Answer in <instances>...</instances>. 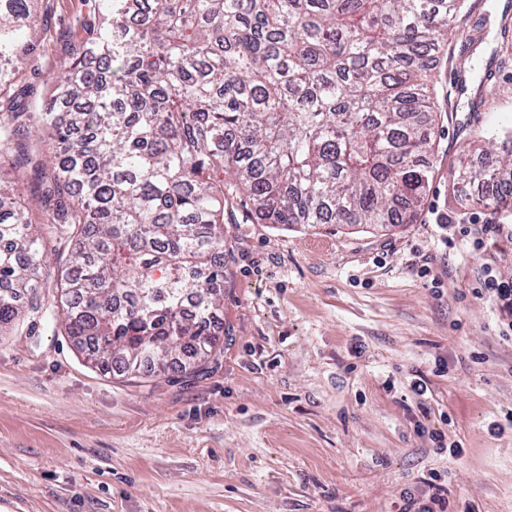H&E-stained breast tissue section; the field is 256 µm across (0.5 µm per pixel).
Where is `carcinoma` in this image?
<instances>
[{"label": "carcinoma", "mask_w": 512, "mask_h": 512, "mask_svg": "<svg viewBox=\"0 0 512 512\" xmlns=\"http://www.w3.org/2000/svg\"><path fill=\"white\" fill-rule=\"evenodd\" d=\"M45 0H0V329L38 309L45 247L11 179L72 246L57 308L122 375L224 351V207L262 224H415L433 174L431 60L470 0H94L96 33L16 100ZM54 140L47 162L26 136ZM512 154L454 177L492 187ZM233 182L224 183V175ZM512 212V188L458 198Z\"/></svg>", "instance_id": "1"}]
</instances>
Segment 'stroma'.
Returning <instances> with one entry per match:
<instances>
[{
	"mask_svg": "<svg viewBox=\"0 0 512 512\" xmlns=\"http://www.w3.org/2000/svg\"><path fill=\"white\" fill-rule=\"evenodd\" d=\"M507 12L512 0H475L458 26L485 38L436 55L417 223L287 231L238 202L225 212L224 352L206 371L131 382L88 364L57 322L68 243L54 239L40 309L0 335V512H403L401 491L427 493L435 470L445 512H512V334L483 288L488 273L512 280V242L474 245L469 229L490 217L458 205L469 187L449 172L465 151L502 155L512 131ZM97 21L89 0H49L26 34V84L45 94ZM433 430L461 456L440 453Z\"/></svg>",
	"mask_w": 512,
	"mask_h": 512,
	"instance_id": "obj_1",
	"label": "stroma"
}]
</instances>
